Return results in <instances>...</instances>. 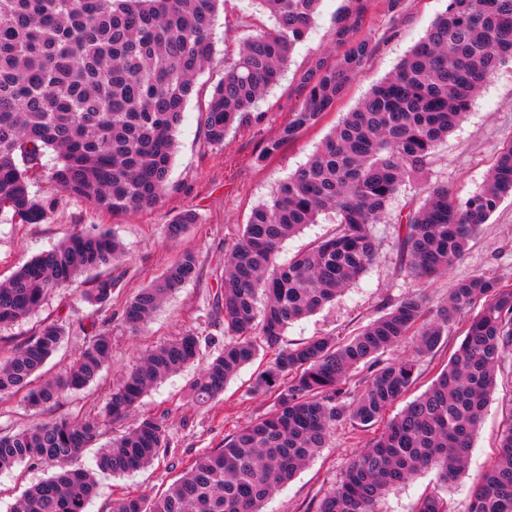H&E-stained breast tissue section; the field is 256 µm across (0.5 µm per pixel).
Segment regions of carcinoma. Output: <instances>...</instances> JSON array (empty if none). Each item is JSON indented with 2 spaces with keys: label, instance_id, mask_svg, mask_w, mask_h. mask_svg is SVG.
Segmentation results:
<instances>
[{
  "label": "carcinoma",
  "instance_id": "1",
  "mask_svg": "<svg viewBox=\"0 0 512 512\" xmlns=\"http://www.w3.org/2000/svg\"><path fill=\"white\" fill-rule=\"evenodd\" d=\"M220 0H0V213L26 224L46 220L54 202L30 192L42 159L58 154L48 172L63 192L121 217L156 206L165 195L176 132L197 74L211 60L213 21ZM257 15L236 21L244 36L214 88L204 116L209 143L221 145L234 126L258 122L257 103L275 85L295 45L312 29L321 0H254ZM371 0H345L336 18L342 54L319 58L302 72L304 91L280 138L266 142L262 161L282 143L320 122L360 73L376 44L363 34ZM399 33L405 0H386ZM274 19L271 29L261 16ZM512 63V0H448L447 7L397 69L376 83L346 114L307 163L255 207L224 254V344L198 370L190 402L205 407L260 352L276 350L255 375L251 392L273 396L263 417L224 439V447L197 457L151 504L117 500L113 512H262L263 504L326 447L336 427H373L412 384L417 360L385 362L381 355L413 341L417 355L435 352L457 317L477 311L448 366L373 437L316 512H376L387 492L423 469L446 484L463 470L496 374L512 353V287L477 274L448 288L430 305L412 293L343 342L317 336L282 345L290 325L336 300L378 256L374 234L387 222L398 191L427 177L438 145L464 118L475 95ZM512 194V140L502 145L488 181L469 198L446 185L396 218L399 269L430 278L464 255L469 241L501 201ZM333 213L334 233L286 263L282 242L319 215ZM184 210L166 225L181 238L196 223ZM121 243L108 231H78L33 257L0 284V325L17 323L47 295L77 277L119 261ZM186 253L125 305L136 330L165 298L196 277ZM117 281L94 279L85 301L103 307ZM64 327L40 325L0 361V394L22 392L39 409L93 382L112 360L106 332L88 338L65 375L37 382L58 350ZM209 336L186 333L152 350L112 391L103 411L0 432V470L54 463L59 470L27 488L13 512H87L97 475L132 473L170 447L163 416H144L98 451L95 468L68 463L94 442L108 421L125 418L146 390L200 359ZM366 376L357 392L349 377ZM414 512H452L431 492ZM467 512H512V411L493 461L469 489Z\"/></svg>",
  "mask_w": 512,
  "mask_h": 512
}]
</instances>
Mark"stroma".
<instances>
[{
    "mask_svg": "<svg viewBox=\"0 0 512 512\" xmlns=\"http://www.w3.org/2000/svg\"><path fill=\"white\" fill-rule=\"evenodd\" d=\"M448 0H405L406 9L397 37L384 35L389 25L384 0H372L365 30L376 43L362 73L347 93L321 121L282 143L266 160L258 155L269 140L278 138L301 94L300 72L318 57L334 58L338 48L333 39L336 17L343 0H322L314 26L305 41L297 44L280 81L268 89L258 104L263 113L259 123L232 128L223 144H210L204 135L203 113L214 89L224 76V50L235 47L242 32L227 28V20L249 15L253 0H226L218 10L213 27L215 53L196 78L195 90L182 114L176 136L169 190L154 208L130 213L115 220L106 210L61 191L46 174L31 184L32 193L53 200L50 217L38 224L0 221V283L8 280L25 262L51 249L77 230L105 229L115 233L124 246L125 257L102 275L120 278L112 301L103 308L86 303L88 276L50 293L43 306L30 318L0 328V352L11 351L41 323L56 322L65 328L59 350L49 359L47 375L64 374L84 349L92 324L104 326L112 338V361L87 388L68 395L40 410L30 409L21 395H0V429L20 430L39 422L95 413L109 393L118 387L138 359L155 346L187 332L211 336L223 344L221 314L214 295L224 274V253L237 241L252 210L269 200L277 186L305 164L346 112L352 110L370 87L390 75L410 48L445 10ZM512 139V64L501 67L475 97L466 118L441 143L434 155L426 181L403 187L389 203L391 221L377 225L379 243L376 263L335 302L290 326L283 341L296 344L315 336L343 339L370 320L382 315L390 303L418 289L431 301L445 298L455 281L483 273L512 286V197L482 225L469 243L463 260L428 280L415 281L398 270L394 247L397 226L393 219L407 205L418 202L428 186L447 185L458 198L472 195L484 184L502 142ZM197 213L196 224L179 240L166 237L164 227L184 209ZM191 253L197 259V275L168 296L139 332H131L122 318L126 301L140 288L159 277L177 258ZM468 321L460 319L433 354L418 361L413 385L386 411L392 420L408 401L424 393L450 361L462 342ZM253 367L242 369L228 382L223 395L205 408L191 405L187 384L195 370L150 388L138 415H162L168 420L171 446L149 466L129 475H105L88 512H112L116 499L129 495L152 500L177 480L199 455L223 447L226 436L265 413L272 397L249 392ZM512 402V354L506 355L491 394L465 471L449 483L447 495L454 512H467L468 491L498 451L503 415ZM369 433L351 425L339 426L327 448L308 462L297 475L267 501L264 512H307L310 505L330 493L342 480L355 457L364 450ZM51 463L38 466L18 464L0 471V512H8L25 489L54 473ZM437 489L435 471L424 470L412 480L387 493L377 512H413L418 500Z\"/></svg>",
    "mask_w": 512,
    "mask_h": 512,
    "instance_id": "1",
    "label": "stroma"
}]
</instances>
